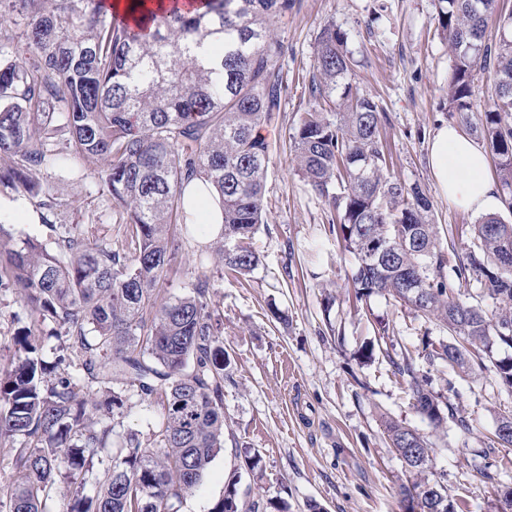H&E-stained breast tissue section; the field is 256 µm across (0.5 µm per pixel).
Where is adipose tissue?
Here are the masks:
<instances>
[{
    "label": "adipose tissue",
    "mask_w": 512,
    "mask_h": 512,
    "mask_svg": "<svg viewBox=\"0 0 512 512\" xmlns=\"http://www.w3.org/2000/svg\"><path fill=\"white\" fill-rule=\"evenodd\" d=\"M429 164L444 195L456 209L481 213L497 204L486 174L484 149L456 126L439 127L429 141Z\"/></svg>",
    "instance_id": "ef3b65f1"
}]
</instances>
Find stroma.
<instances>
[{
    "mask_svg": "<svg viewBox=\"0 0 512 512\" xmlns=\"http://www.w3.org/2000/svg\"><path fill=\"white\" fill-rule=\"evenodd\" d=\"M436 0H296L274 26L284 45L276 66L285 91L276 119L262 131L271 149L265 187V222L256 234L261 263L241 278L207 264L213 287L210 307L224 323L222 341L231 365L224 380V449L210 463L193 493L175 502V512H211L230 477L241 498L283 499L288 512H402V463L389 446L384 420L429 435L435 453L431 479L442 482L457 512H498L497 488L481 481L478 467L498 470L512 486V446L492 445L500 415L512 414V393L492 375H461L423 354L446 333L414 316L393 298L356 299L351 288L355 260L331 234L321 199L298 174L289 135L309 106L306 85L322 30L336 26L357 62L353 81L383 107L381 129L391 172L419 184L433 203L440 231L468 230L478 214L451 207L428 164L429 138L436 126L465 128L448 111L451 50L437 30ZM70 215L99 212L85 225L93 237L110 235L116 215L93 176L41 171ZM206 238L183 237L160 299L190 292L198 277V252ZM386 322L396 348L413 353L433 389L452 401L471 423L456 420L433 429L395 373L378 324ZM27 311L9 281H0V363L16 354L12 336L29 325ZM163 419L159 399L125 401L119 431L136 433L153 447Z\"/></svg>",
    "mask_w": 512,
    "mask_h": 512,
    "instance_id": "stroma-1",
    "label": "stroma"
}]
</instances>
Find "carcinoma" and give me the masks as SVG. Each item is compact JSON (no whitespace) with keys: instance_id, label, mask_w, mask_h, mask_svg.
Here are the masks:
<instances>
[{"instance_id":"1","label":"carcinoma","mask_w":512,"mask_h":512,"mask_svg":"<svg viewBox=\"0 0 512 512\" xmlns=\"http://www.w3.org/2000/svg\"><path fill=\"white\" fill-rule=\"evenodd\" d=\"M496 0H438V30L452 48L448 112H472L476 68L494 72L497 102L479 128L512 191V14L499 40L485 39ZM295 0H199L195 8L150 9L131 0L119 14L105 0H0V189L35 200L53 232L46 243L18 239L0 223V279L12 283L31 325L15 337L19 355L0 367V452L20 479L0 489V512H52L57 482L69 494L63 512H172L224 450V370L229 355L210 311L205 260L189 294L157 303L156 285L174 259L175 224L198 229L187 211L194 179L222 202L215 259L240 275L261 263L254 236L264 223L268 142L257 129L281 109L285 89L276 62L283 44L272 24ZM345 34L323 30L308 83L311 106L289 135L293 162L326 205L330 232L356 260V297L391 296L437 323L457 356H427L467 373L489 370L512 392V224L486 215L470 228L459 256L453 229L443 246L433 204L417 183L392 176L381 140L384 109L359 93ZM77 166L106 190L120 215L115 237L89 238L68 224L43 168ZM416 279L420 304L404 292ZM480 283L498 304L489 319L453 296ZM67 337L53 362L40 354L39 329ZM419 413L434 428L445 416L470 431L451 399L407 351L389 357ZM75 367L81 376L70 372ZM115 384L102 401L79 396ZM132 391L162 402L156 447L108 422ZM391 448L409 462L402 502L421 512H456L448 488L428 478L433 442L385 421ZM111 464L94 495L80 475L103 452ZM211 512H288L284 501H243L230 481Z\"/></svg>"}]
</instances>
